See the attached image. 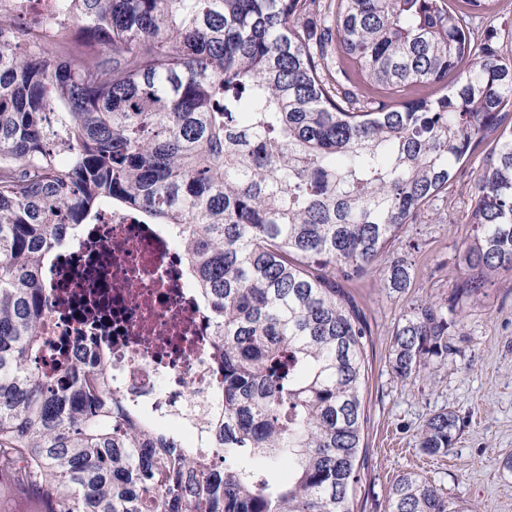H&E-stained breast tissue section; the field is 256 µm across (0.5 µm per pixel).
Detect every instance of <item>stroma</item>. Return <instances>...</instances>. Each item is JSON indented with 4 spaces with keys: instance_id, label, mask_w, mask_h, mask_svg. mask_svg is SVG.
I'll return each instance as SVG.
<instances>
[{
    "instance_id": "obj_1",
    "label": "stroma",
    "mask_w": 512,
    "mask_h": 512,
    "mask_svg": "<svg viewBox=\"0 0 512 512\" xmlns=\"http://www.w3.org/2000/svg\"><path fill=\"white\" fill-rule=\"evenodd\" d=\"M483 158V152L474 153L442 200L393 244V257L414 266L411 288L393 292L377 274L344 285L371 327L362 388V480L354 512H385L393 479L407 470L421 473L449 502L470 512H512V474L499 468L512 455V275L492 277L479 302L449 329L447 367L409 382L396 378L389 364L391 331L401 315L419 301L447 304L458 293L473 236L472 187ZM442 409L459 415L461 431L452 452L430 458L418 448V432Z\"/></svg>"
}]
</instances>
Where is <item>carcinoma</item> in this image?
Instances as JSON below:
<instances>
[{
  "mask_svg": "<svg viewBox=\"0 0 512 512\" xmlns=\"http://www.w3.org/2000/svg\"><path fill=\"white\" fill-rule=\"evenodd\" d=\"M499 4L51 0L52 40L0 15V480L26 512H352L368 326L336 277L409 287L389 240L482 145L463 295L512 272V54L474 31ZM112 208L178 231L222 377L212 458L114 391L98 337L40 367L48 272ZM457 317L410 307L396 377L447 364ZM460 429L441 410L418 447ZM388 512L448 498L405 472Z\"/></svg>",
  "mask_w": 512,
  "mask_h": 512,
  "instance_id": "obj_1",
  "label": "carcinoma"
}]
</instances>
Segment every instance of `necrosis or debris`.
Masks as SVG:
<instances>
[{
	"label": "necrosis or debris",
	"instance_id": "obj_1",
	"mask_svg": "<svg viewBox=\"0 0 512 512\" xmlns=\"http://www.w3.org/2000/svg\"><path fill=\"white\" fill-rule=\"evenodd\" d=\"M180 248L165 225L136 223L105 213L92 237L57 275L66 316L49 313L42 333L47 361L59 359L88 301H97V333L109 337L112 382L146 412L196 425L201 411L217 407L220 377L205 353L209 322L196 309V289L176 275Z\"/></svg>",
	"mask_w": 512,
	"mask_h": 512
}]
</instances>
